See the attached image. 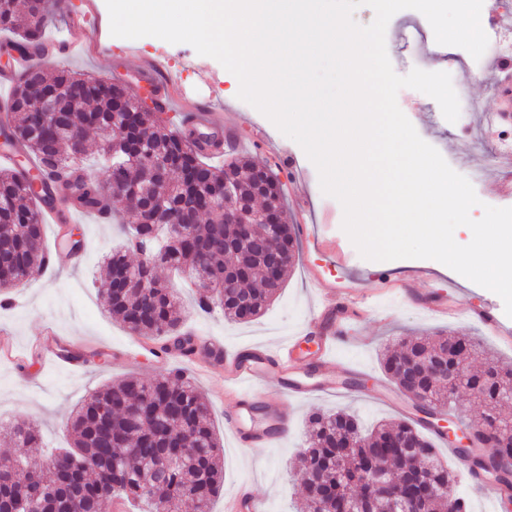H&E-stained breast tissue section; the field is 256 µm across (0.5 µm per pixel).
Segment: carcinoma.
Returning <instances> with one entry per match:
<instances>
[{"label": "carcinoma", "instance_id": "obj_1", "mask_svg": "<svg viewBox=\"0 0 512 512\" xmlns=\"http://www.w3.org/2000/svg\"><path fill=\"white\" fill-rule=\"evenodd\" d=\"M58 0H29L23 14L15 0H0V30L17 39L0 43V56L12 59L41 43L51 3ZM58 92V112L48 122L40 106L51 90ZM123 98L131 107L137 96L123 86H104L98 80L60 68L47 78L30 70L16 83L5 110L8 116L4 142L21 145L38 161L36 173L24 162L13 169H0V288L15 287L43 270L46 251L34 191L41 178L56 176L53 191L62 203L80 208H100L116 198L123 201L132 221L125 242L106 258L108 278L122 284L128 278L146 283L145 289L108 288L100 292L106 310L134 334L168 344L187 338L183 331L181 300L168 282L155 273L162 264L198 279L212 269L226 266L244 270L238 281L224 287V278L214 276L199 288L196 301L203 311L221 309L230 320L247 322L259 316L277 296L296 254L299 240L295 226L284 223L272 228L252 224L249 230L232 222L243 207L254 209L283 205L278 174L244 159L215 166L203 160L194 132L167 128L158 112H129L113 115L112 103ZM100 133L99 153L107 163L109 177L85 180L82 158L88 137ZM167 162L164 178L151 193L148 181L157 180L154 159ZM233 192L224 194V181ZM194 219L189 232L166 233L163 222L185 213ZM208 222L200 223L202 217ZM143 258L133 264L132 252ZM479 349L473 336L417 337L383 355V368L397 386L401 364H425L437 358L461 371L459 388L468 392L482 412L480 421L468 426L470 447L466 449L473 469L509 491L512 503V436L494 448H483L486 432H508L512 417L500 408L512 403V369L492 359L481 371L469 369L470 356ZM138 408L151 414L145 428L128 425V415ZM430 423L421 417L402 419L366 431L358 418L344 410L316 412L309 417L308 446L299 454L306 477L304 512H343L344 503L357 499L363 512H371L385 494L408 496V512H445L448 503L436 489L455 481L453 469L443 465L435 448L423 434ZM72 446L47 455L36 466L42 480L43 499L58 512H99L101 503L112 497L141 500L149 512H180L181 504L192 502L195 512H211L220 494L224 475L220 466L223 448L210 416L205 397L182 371L165 370L151 381L127 377L94 392L66 424ZM179 436L181 447L190 444L196 456L188 466H158V460L132 462L137 452L162 456L168 439ZM10 440L19 448H39L36 427H13ZM390 457V482L373 481V458Z\"/></svg>", "mask_w": 512, "mask_h": 512}]
</instances>
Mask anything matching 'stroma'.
Instances as JSON below:
<instances>
[{"instance_id": "stroma-1", "label": "stroma", "mask_w": 512, "mask_h": 512, "mask_svg": "<svg viewBox=\"0 0 512 512\" xmlns=\"http://www.w3.org/2000/svg\"><path fill=\"white\" fill-rule=\"evenodd\" d=\"M430 31L425 17L414 10L398 12L386 30V47L394 71L408 74L412 69L449 70L453 87L465 100L456 122H448L431 97L410 88L401 89L397 103L420 137L434 146L458 173L476 170L481 179L474 186L478 198L495 207H512V197L497 189L492 177L499 171L496 142L482 137L479 114L496 108L500 100L495 92V71L490 58L472 64L464 49H457L454 65L434 55L433 40H425L412 49L403 39L406 32ZM162 54L172 74L183 77L186 91L197 98L211 99L224 114L225 132L236 135L238 146L224 145L225 156L244 150L257 162L271 166L284 185L302 179L309 196L310 212L301 215L298 200L286 193L285 211L289 223L308 224L311 234L331 242L334 253L314 249L300 250L278 298L259 317L247 323H233L219 312L197 311L195 289L175 280L184 311L185 324L202 336H218L228 346L246 343L276 344L298 332L313 315L314 291L309 288L304 266L319 265L325 278L337 286L355 289L369 308L368 316L349 329V338L336 350L334 372L349 369L353 379L363 381L364 389L388 390L394 406L365 400L364 389L347 388L345 395L322 396L305 400L293 408L292 426L279 444L272 448L255 447L241 451L229 436L223 435L224 488L216 498L213 512H224L225 496L238 488L266 501V512H296L303 496V476L296 471L297 455L306 445L308 418L313 411L347 409L356 413L363 425L387 423L410 412L409 399L393 384L381 368L383 352L400 340L415 336H438L451 332L476 337L483 348L471 367H479L491 355L506 367L512 366V318L506 316L501 298L453 271H440L430 259L369 261L362 258L342 229L343 208L335 198L324 195L319 174L303 149L283 135L275 125L250 104L235 96H225L230 85L228 71L215 59L199 55L187 44H171L155 37L141 43L114 38L111 53L79 55L66 63L67 68L109 79L127 87L139 98L147 99L151 90L130 77L141 56ZM200 64L212 76L211 83H200L191 70ZM125 206L112 204L111 224L86 223L81 240L86 246L82 267L61 266L53 275L40 274L10 289L11 302L0 307V340H8L24 356L23 364L0 361V431L16 423L35 424L42 436L41 448H24L20 454L30 464H39L43 450L66 448L71 439L66 420L78 404L95 390L128 376L149 381L160 371L152 355L133 347L136 334L124 328L106 311L98 288L106 274L104 256L121 238ZM443 293L450 310L433 317L415 300L417 291ZM491 311L496 330L476 320L479 310ZM57 334L59 346L74 357L72 367L42 365L32 349L36 336L45 328ZM107 352L110 362L98 364L93 354Z\"/></svg>"}]
</instances>
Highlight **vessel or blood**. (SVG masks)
I'll return each mask as SVG.
<instances>
[{
	"instance_id": "obj_1",
	"label": "vessel or blood",
	"mask_w": 512,
	"mask_h": 512,
	"mask_svg": "<svg viewBox=\"0 0 512 512\" xmlns=\"http://www.w3.org/2000/svg\"><path fill=\"white\" fill-rule=\"evenodd\" d=\"M100 24L98 0H81L79 9L68 18L67 38L46 39L42 58L103 51V44L86 41L87 31ZM138 77L153 88L160 111H178L190 126L223 128V113L215 111L210 101L188 96L178 78L166 72L161 58H142ZM309 274L310 285L316 290V311L301 332L316 336L317 343L306 377L298 375L301 351L294 336L273 347L254 345L243 349H232L214 337L200 336L193 351H181L174 356L194 369L204 362L223 367L224 382L234 393L233 407L224 415V426L237 447L277 445L288 433L292 404L337 388L336 376L330 370L340 341L336 330L357 316L358 301L352 290L337 288L335 283L320 277L317 267H310ZM174 357L166 353L159 360L166 364ZM224 509L225 512H265V503L243 492L228 499Z\"/></svg>"
}]
</instances>
